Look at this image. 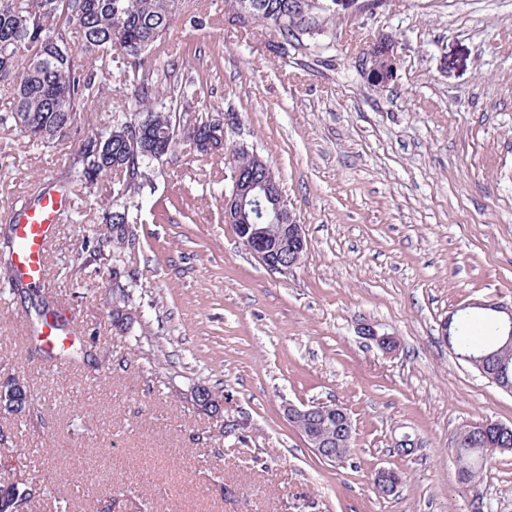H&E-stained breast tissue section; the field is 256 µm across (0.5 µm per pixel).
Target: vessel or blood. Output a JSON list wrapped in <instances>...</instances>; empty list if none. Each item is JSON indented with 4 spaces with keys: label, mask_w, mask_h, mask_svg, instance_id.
Listing matches in <instances>:
<instances>
[{
    "label": "vessel or blood",
    "mask_w": 512,
    "mask_h": 512,
    "mask_svg": "<svg viewBox=\"0 0 512 512\" xmlns=\"http://www.w3.org/2000/svg\"><path fill=\"white\" fill-rule=\"evenodd\" d=\"M68 207L67 196L52 190L16 211L13 216L15 246L7 260L19 280L32 283L44 279V253L58 215Z\"/></svg>",
    "instance_id": "obj_1"
}]
</instances>
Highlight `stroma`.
<instances>
[{
	"mask_svg": "<svg viewBox=\"0 0 512 512\" xmlns=\"http://www.w3.org/2000/svg\"><path fill=\"white\" fill-rule=\"evenodd\" d=\"M331 39L270 52L271 29H240L224 0H189L155 55L159 99L189 85V116L232 111L227 143L278 172L308 249L271 273L224 221L232 170L188 143L153 162L139 243L94 255L111 179L88 190L70 169L83 140L131 106L112 55L70 133L27 143L5 122L0 85V255L9 214L46 190L72 199L42 284L0 263V379H24L28 411L0 410V484L26 480L30 512H512V451L474 489L451 444L482 420L512 425V393L439 340L474 300L512 304V0H338ZM396 42L397 77L367 80L357 58ZM73 348L34 336L41 301ZM128 303L132 333L112 309ZM379 324L387 354L357 334ZM216 395L197 408L193 389ZM336 402L352 454L319 458L285 408ZM410 435L417 451L394 453ZM401 473L378 496L377 469Z\"/></svg>",
	"mask_w": 512,
	"mask_h": 512,
	"instance_id": "obj_1",
	"label": "stroma"
}]
</instances>
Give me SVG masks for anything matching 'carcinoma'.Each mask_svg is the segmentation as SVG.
<instances>
[{
  "mask_svg": "<svg viewBox=\"0 0 512 512\" xmlns=\"http://www.w3.org/2000/svg\"><path fill=\"white\" fill-rule=\"evenodd\" d=\"M188 0H0V82L15 83L10 118L33 144H48L64 136L83 111L97 73L93 59L112 51L119 53L120 75L132 89L134 108L115 112L106 133L87 138L80 147L78 177L88 189L98 185L102 175L112 172L122 180L112 184L102 205V225L97 235L100 247L124 249L134 236L140 196L147 179L139 164L158 161V154L171 153L176 144L170 128L182 126V135L201 154L208 153L212 119L177 120L176 113L152 102L149 64L172 20ZM224 15L234 25L246 28L249 9L270 20L277 42L271 50L288 53V45L327 37L325 20L336 16V0H225ZM78 37L82 58L71 48ZM233 163L242 178L262 179L271 171L268 161L254 150L232 148ZM495 327L491 313L482 307H467L452 321L450 343L458 356L488 355L487 370L496 372L503 385L512 386V349L498 334L487 341L473 335V320ZM112 323L123 333L134 320L131 312L117 306ZM501 448L512 449V439L500 442L491 433L476 435L465 426L451 446L457 462L459 481L465 488L475 486L480 472ZM14 495L5 504L26 509L39 495L23 483L11 486Z\"/></svg>",
  "mask_w": 512,
  "mask_h": 512,
  "instance_id": "cac0c4a2",
  "label": "carcinoma"
}]
</instances>
